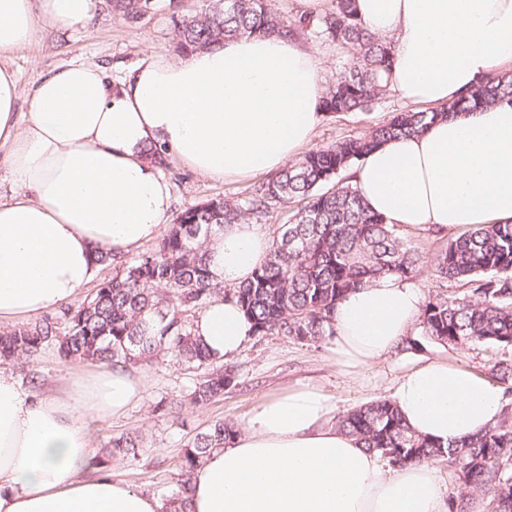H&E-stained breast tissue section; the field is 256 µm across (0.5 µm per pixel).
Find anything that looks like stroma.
I'll return each mask as SVG.
<instances>
[{"label":"stroma","instance_id":"obj_1","mask_svg":"<svg viewBox=\"0 0 512 512\" xmlns=\"http://www.w3.org/2000/svg\"><path fill=\"white\" fill-rule=\"evenodd\" d=\"M203 5L204 0H151L143 16L129 20L115 13L107 0H94L93 16L84 28L66 35L39 26L35 38L6 56L5 62L15 71L24 93L42 75L70 61L101 65L117 79L145 53L178 56L172 16L198 13ZM405 108V102L396 94L386 92L371 111L340 112L324 117L310 146L315 149L339 139L364 135L371 127ZM167 163L162 174L170 188L168 216L172 219L187 207L214 198L244 195L262 181L258 175L246 181L211 179L191 171L173 156L168 157ZM397 233L417 248L421 256L420 270L412 282L422 299L439 293H454L456 284L440 281L433 272L435 257L453 238V231L401 226ZM410 335L420 340V349L410 353L401 351L378 361L364 381L351 378L337 366L329 341L300 343L280 336L251 337L231 360L236 371L235 386L226 389L221 399L206 406H196L187 400L194 383L201 377L200 371L170 360L141 364L146 380L142 403L126 415L101 424L95 444L100 447L110 438L135 431L142 433L145 446L137 458L113 461L108 470L113 478L162 499L177 480L178 458L197 432L217 422L240 425L256 404L285 390L307 382L318 383L335 400L338 414L343 415L363 404L391 398L393 379L403 363L410 360L445 361L482 375L487 374L492 362L512 363V348L497 349L477 341L449 348L423 338L418 326ZM78 367V362L64 361L46 352L37 359L25 361L23 367L14 368L13 373L19 378L29 373L38 375L40 390L45 393ZM172 399L179 402L176 409L163 415L155 412V403Z\"/></svg>","mask_w":512,"mask_h":512}]
</instances>
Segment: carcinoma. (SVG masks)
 Masks as SVG:
<instances>
[{
	"mask_svg": "<svg viewBox=\"0 0 512 512\" xmlns=\"http://www.w3.org/2000/svg\"><path fill=\"white\" fill-rule=\"evenodd\" d=\"M115 11L137 19L150 0H110ZM177 49H208L246 34L297 32L352 51L323 100L327 114L366 111L387 91L391 48L370 33L355 13V0H336L329 11L288 18L268 0H206L191 15L173 16ZM512 100V75L494 76L447 107L397 112L368 134L307 151L274 176L236 199H213L181 212L158 244L129 259L110 251L96 255L116 273L100 282L78 305L23 326L0 330V365H15L46 351L61 360L110 366L172 358L205 370L190 393L197 405L224 395L232 369L213 357L193 334L189 312L228 296L246 312L256 335L317 342L334 335L337 303L351 290L384 274L404 278L418 271L420 256L393 225L373 213L349 180L339 177L376 146L419 133L450 112ZM300 203L279 227L266 262L245 284L228 293L210 270L207 245L222 226L260 224L277 206ZM435 276L463 287L462 294H437L423 306L424 336L455 347L470 341L512 346V224L477 225L456 238L434 261ZM489 374L512 384V363L498 361ZM337 426L363 446L399 465L445 460L458 480L473 489L448 500V512H512V419L457 444L444 446L415 434L389 400L354 408ZM236 433L218 422L195 435L179 462L176 487L165 512H190L191 475L211 448ZM138 435L114 438L96 464L135 458Z\"/></svg>",
	"mask_w": 512,
	"mask_h": 512,
	"instance_id": "obj_1",
	"label": "carcinoma"
}]
</instances>
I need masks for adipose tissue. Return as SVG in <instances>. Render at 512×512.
<instances>
[{"label":"adipose tissue","instance_id":"adipose-tissue-1","mask_svg":"<svg viewBox=\"0 0 512 512\" xmlns=\"http://www.w3.org/2000/svg\"><path fill=\"white\" fill-rule=\"evenodd\" d=\"M362 24L392 48L388 88L412 104L446 106L512 61V0H356ZM93 0H0V57L41 23L85 27ZM322 67L293 38L246 35L178 58L152 54L113 80L73 62L34 83L18 110V81L0 66V148L16 192L0 200V322L34 318L76 299L95 253L122 255L156 239L169 187L149 149L175 154L215 179L274 174L313 138L324 113ZM369 209L394 226L448 229L512 223V103L430 124L370 151L352 172ZM272 238L227 224L209 245L227 287L246 283ZM421 294L386 274L336 306L330 349L365 374L420 318ZM194 333L221 359L252 324L235 300H217ZM132 366L95 365L37 396L0 370V512H163L154 495L93 467L95 428L143 400ZM394 404L413 432L452 444L495 424L504 391L448 363L407 366ZM190 512H448L434 464L391 465L336 425V404L304 385L271 397L210 449L191 477Z\"/></svg>","mask_w":512,"mask_h":512}]
</instances>
